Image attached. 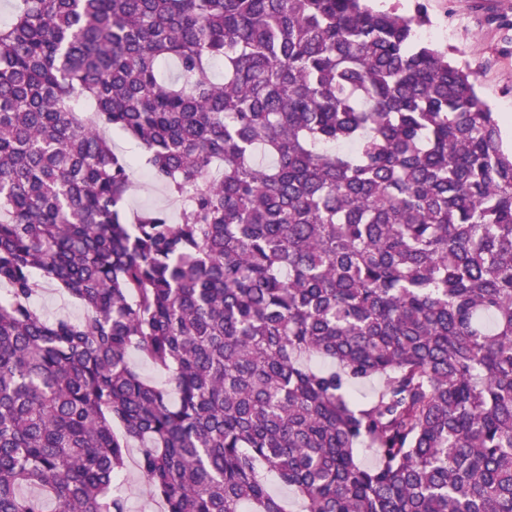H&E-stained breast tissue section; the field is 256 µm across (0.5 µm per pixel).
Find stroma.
<instances>
[{
  "mask_svg": "<svg viewBox=\"0 0 512 512\" xmlns=\"http://www.w3.org/2000/svg\"><path fill=\"white\" fill-rule=\"evenodd\" d=\"M420 3L429 16L432 44L448 49L453 59L474 72L479 95L493 112L512 113V0H372L375 8L395 7L407 14ZM111 144L116 153L136 162L129 211L168 205L164 188L145 176L138 143L115 133Z\"/></svg>",
  "mask_w": 512,
  "mask_h": 512,
  "instance_id": "stroma-1",
  "label": "stroma"
}]
</instances>
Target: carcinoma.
<instances>
[{
    "label": "carcinoma",
    "instance_id": "cac0c4a2",
    "mask_svg": "<svg viewBox=\"0 0 512 512\" xmlns=\"http://www.w3.org/2000/svg\"><path fill=\"white\" fill-rule=\"evenodd\" d=\"M13 9L0 512H127L134 445L164 512H288L261 465L302 512H512V152L474 74L418 43L425 8ZM108 131L177 220L128 218ZM48 282L85 318L41 314ZM264 477L271 492L287 503L288 512H301L300 500L292 489L282 484L274 473L264 471Z\"/></svg>",
    "mask_w": 512,
    "mask_h": 512
}]
</instances>
